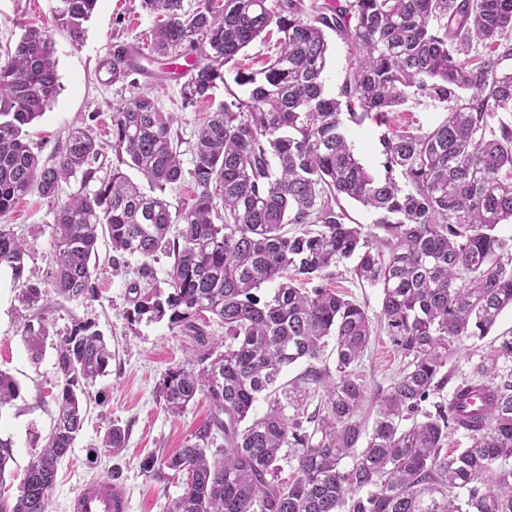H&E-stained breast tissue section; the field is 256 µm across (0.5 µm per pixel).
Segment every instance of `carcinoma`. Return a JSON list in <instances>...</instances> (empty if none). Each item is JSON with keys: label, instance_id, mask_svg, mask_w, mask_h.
Instances as JSON below:
<instances>
[{"label": "carcinoma", "instance_id": "obj_1", "mask_svg": "<svg viewBox=\"0 0 512 512\" xmlns=\"http://www.w3.org/2000/svg\"><path fill=\"white\" fill-rule=\"evenodd\" d=\"M97 2L60 0L57 20L74 40ZM141 2L166 16L146 64L176 79L172 68L192 59L183 107L221 85L228 99L197 128L188 172L176 116L153 92L116 110L117 166L97 191L54 211L52 279L64 298L93 296L103 229L114 251L141 262L143 279L153 278L150 261L173 259L168 292L134 282L127 311L133 321L166 318L204 347L168 369L158 393L172 414L204 395L209 421L177 454L140 464L157 477L187 474L169 512H512V334L497 337L443 400L457 345L487 336L512 308V235L502 233L512 224V0H204L192 11L184 0ZM271 25L275 55L260 76L235 75L251 86L241 98L224 67ZM329 31L349 49L335 94L324 80ZM106 66L114 83L148 72L120 44ZM58 89L51 36L25 29L0 63V219L33 189L54 200L61 182L96 178L102 146L89 127L71 128L50 159L30 147L28 126ZM411 96L444 103L447 114L425 131L381 134L375 176L349 145L347 123L378 124ZM123 166L159 193L143 192ZM187 175L196 191L173 209L161 192ZM344 199L372 212L384 236L351 223ZM26 256L27 243L1 224L0 268L11 270L20 303L39 311L48 297L25 276ZM349 260L358 281L381 289L375 320L329 284L331 269ZM263 284L275 285L265 302L255 295ZM206 313L224 324V339L198 324ZM380 331L401 367L368 432L360 365ZM24 336L39 359L49 331L28 324ZM330 340L333 371L312 365ZM56 352V424L15 504L0 512H50L58 464L83 427L86 389L112 360L90 323L75 325ZM300 360L311 365L279 390L282 370ZM310 385L323 394L307 415ZM262 394L268 408L257 417ZM18 396L0 370V408ZM217 433L224 446L210 460ZM457 433L464 447L444 451ZM102 444L120 450L125 430L112 426ZM288 459L297 468L286 481Z\"/></svg>", "mask_w": 512, "mask_h": 512}]
</instances>
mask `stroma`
Listing matches in <instances>:
<instances>
[{"mask_svg":"<svg viewBox=\"0 0 512 512\" xmlns=\"http://www.w3.org/2000/svg\"><path fill=\"white\" fill-rule=\"evenodd\" d=\"M59 0H0V62L23 33L25 27H42L54 42V59L60 92L44 115L29 126V140L35 152L49 158L63 145L66 133L74 126H89L97 132L105 148L96 168L98 180L83 183L75 176L62 183L58 200L30 192L19 200L4 222L28 244L26 272L43 288H50L54 242L51 224L56 203L77 193L99 188L100 177L116 164L109 146L112 115L131 99L137 88L153 90L165 111L176 113L175 128L181 140L183 163L192 159L193 133L209 112L225 98L217 90L211 102L182 108L179 86H169L143 75L134 82L109 80L104 62L110 59L113 45L136 42L148 45L157 17L141 7V0H99L84 25L80 41H73L56 19ZM442 105L422 100L407 101L389 113L384 126L373 121L349 125L348 137L362 164L374 174L382 170L377 142L382 130L414 124L431 127L443 119ZM98 272L94 278V297L63 299L50 296L42 313L25 309L18 300L19 288L9 269L0 270V370L16 381L20 394L11 405L0 409V438L12 444L0 497L15 501L33 457L42 448L57 415L54 396L61 381L56 365L55 345L80 322L94 323L108 340L112 360L106 372L89 388L88 414L72 451L57 470L52 493V512H68L72 495L86 481L109 479L127 492L131 512H169L170 505L184 489V476L157 480L142 472L140 463L148 454L169 456L184 447L200 426L210 418L211 407L205 397H197L179 415L168 414L159 398L158 386L169 368L183 363L194 349L193 341L181 328L168 321H131L127 312L132 295L129 287L136 279L133 269L113 268L112 244L100 236ZM45 323L50 331L43 355L32 361L23 334L26 324ZM400 367L387 336L373 337L364 354L361 371L366 379L369 400L386 390ZM126 432V446L111 453L101 439L111 425Z\"/></svg>","mask_w":512,"mask_h":512,"instance_id":"stroma-1","label":"stroma"}]
</instances>
